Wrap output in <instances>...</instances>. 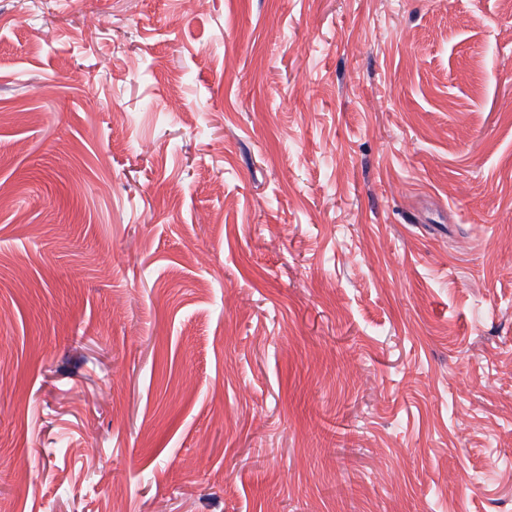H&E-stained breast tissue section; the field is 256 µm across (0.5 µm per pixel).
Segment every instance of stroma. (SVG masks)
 I'll return each instance as SVG.
<instances>
[{"label":"stroma","mask_w":512,"mask_h":512,"mask_svg":"<svg viewBox=\"0 0 512 512\" xmlns=\"http://www.w3.org/2000/svg\"><path fill=\"white\" fill-rule=\"evenodd\" d=\"M0 0V512L512 506V0Z\"/></svg>","instance_id":"obj_1"}]
</instances>
